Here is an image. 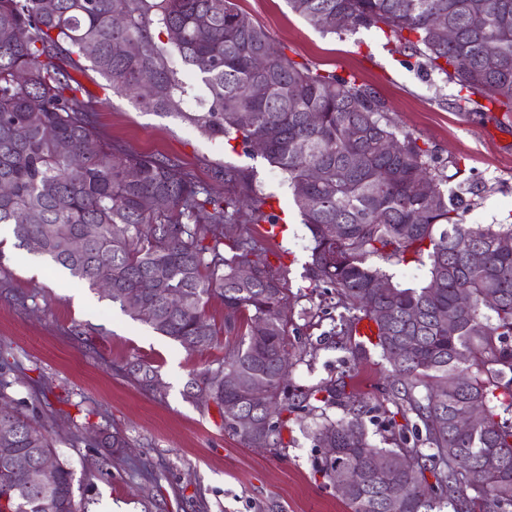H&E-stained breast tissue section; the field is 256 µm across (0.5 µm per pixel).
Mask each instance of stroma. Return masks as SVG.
<instances>
[{
    "label": "stroma",
    "instance_id": "obj_1",
    "mask_svg": "<svg viewBox=\"0 0 512 512\" xmlns=\"http://www.w3.org/2000/svg\"><path fill=\"white\" fill-rule=\"evenodd\" d=\"M286 56L314 69L355 75L385 103L404 132L429 143L440 158L459 159L466 176L489 188L465 211L468 224L512 221V129L491 115L465 114L453 105L456 85L422 70L416 58L375 28L342 36L322 33L286 0H237ZM97 101L100 136L123 149L163 157L190 170L214 190L218 174L234 167L250 174L285 225L280 239L252 230L288 294V350L293 382L316 387L349 373V389L370 402L382 399L389 366L374 348L355 365L345 361L329 331L336 298L311 288L305 276L310 239L284 175L257 152L231 149L177 113L146 112L94 72L79 74ZM218 340L188 351L88 283L18 249L0 224V356L15 362L11 395L25 404L72 468L87 512H349L335 487L316 470L323 451L313 441L315 418L291 415L276 448H247L224 432L218 408L186 396L191 374L223 359L238 343L224 332V304L211 298ZM141 359L158 370L156 391L125 376ZM120 430L129 442L120 456L74 443L78 425ZM150 464L153 480L141 472Z\"/></svg>",
    "mask_w": 512,
    "mask_h": 512
}]
</instances>
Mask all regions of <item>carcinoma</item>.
Returning <instances> with one entry per match:
<instances>
[{
  "instance_id": "1",
  "label": "carcinoma",
  "mask_w": 512,
  "mask_h": 512,
  "mask_svg": "<svg viewBox=\"0 0 512 512\" xmlns=\"http://www.w3.org/2000/svg\"><path fill=\"white\" fill-rule=\"evenodd\" d=\"M288 0L295 13L330 34L387 28L421 68L459 86L462 112H499L512 123V0ZM443 13L452 43L430 38V16ZM126 17L116 27L115 15ZM173 48L196 70L209 98L184 110L186 85L167 56ZM91 70L115 94L149 112H176L244 150L263 142L262 156L288 180L310 241L307 278L336 295L339 330L349 336L368 318L372 346L391 367L384 402L371 406L347 391L341 376L320 388L293 385L280 374L291 364L288 295L251 234L252 224L280 217L248 175L224 169V193L201 185L166 159L123 151L96 131L93 101L73 74ZM263 84L265 96H254ZM319 115L311 124L308 116ZM454 168L451 175L448 168ZM460 161H442L428 144L401 131L369 87L350 75L313 70L288 58L235 0H0V224L12 226L16 246L67 270L89 287L112 280L102 297L131 318L124 304L137 293L153 310L144 320L182 348L203 351L217 331L206 303L224 301V328L237 349L194 374L188 396L216 404L224 430L248 448L277 447L288 416L308 409L320 419L317 447L330 439L340 452L322 457L317 472L352 477L340 491L350 512H509L512 508V224L463 223L486 187L459 179ZM457 179L450 187V180ZM163 198L164 208L156 201ZM85 238L80 252L67 243ZM385 255L428 267L420 288H405L369 263ZM242 266L251 268L246 279ZM473 307H457L459 293ZM489 293L494 307L483 305ZM13 368L0 363V512H84L66 462L51 490L26 485L22 469L55 451L37 420L10 395ZM125 374L147 391L158 370L134 360ZM268 385L263 407L241 401L256 378ZM267 422L255 436L227 416ZM340 406L344 416L327 410ZM473 407L482 421L470 432L453 423ZM387 416L374 444L363 415ZM74 442L114 452L123 434L97 428ZM401 467L376 470L382 458Z\"/></svg>"
}]
</instances>
